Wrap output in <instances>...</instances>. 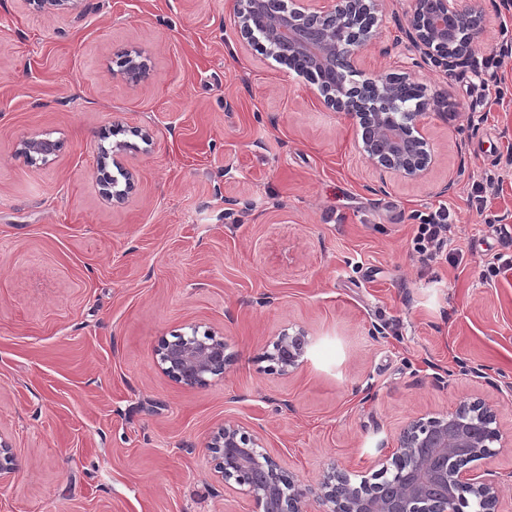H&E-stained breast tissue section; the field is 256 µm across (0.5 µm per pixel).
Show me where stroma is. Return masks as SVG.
I'll use <instances>...</instances> for the list:
<instances>
[{"mask_svg": "<svg viewBox=\"0 0 512 512\" xmlns=\"http://www.w3.org/2000/svg\"><path fill=\"white\" fill-rule=\"evenodd\" d=\"M471 3L481 58L512 41V11ZM410 9L381 0L356 82L403 73ZM124 51L148 80L120 77ZM412 79L448 101L418 118L417 179L375 168L316 85L242 40L233 0H0V440L17 462L0 512H251L206 450L228 420L307 485L374 479L412 417L460 397L512 433V268L488 274L512 226V96L485 110L474 74ZM30 138L61 147L32 164ZM119 141L136 190L117 204L97 165ZM442 204L426 257L417 227ZM195 330L234 360L188 388L156 350ZM300 331L305 364L272 370L267 347ZM449 219L450 211L447 206L443 205L435 211L428 222L419 224L416 238L420 253L423 255L432 254L434 250L439 248L442 240L441 235L450 226Z\"/></svg>", "mask_w": 512, "mask_h": 512, "instance_id": "35a3bbf8", "label": "stroma"}]
</instances>
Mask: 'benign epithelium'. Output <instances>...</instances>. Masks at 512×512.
<instances>
[{
	"label": "benign epithelium",
	"instance_id": "1",
	"mask_svg": "<svg viewBox=\"0 0 512 512\" xmlns=\"http://www.w3.org/2000/svg\"><path fill=\"white\" fill-rule=\"evenodd\" d=\"M44 13L63 6L76 8L83 0H25ZM277 0H234L236 24L250 41L259 30L273 44L288 42L291 53L304 55L323 79L321 95L326 106L362 130L364 151L375 165L405 178H418L432 163L424 139L415 134L417 112L402 123L393 121L391 107L409 82V75L385 74L361 88H348L339 75L356 68L357 49L377 39L373 30L379 0H296L295 7L274 11ZM466 32L455 51L444 46L452 28ZM485 30L482 15L465 0H412L405 35L412 51L409 68L463 74L474 70V46ZM123 79L135 86L150 76L147 60L126 57ZM17 152L54 154L57 148L45 139L25 140ZM103 195L123 202L133 188L128 176L125 188L112 190L101 182ZM307 341L299 332L284 333L273 343L266 358L288 375L305 362ZM163 371L186 387L202 386L208 377L224 373L229 362L224 337L192 333L177 340H164L157 349ZM494 412L480 402L461 400L448 412L411 420L396 438L391 460L393 486L367 479L354 482L344 472L333 470L317 488L302 484L267 453L261 440L244 427L228 422L214 432L206 448L216 461L224 482H234L252 498L254 512H304L307 495L314 494L326 506L324 512H462L459 492L470 491L481 501L484 512L497 510L501 486L478 475L467 465L493 454L490 445L501 443ZM16 472L15 455L0 442V482Z\"/></svg>",
	"mask_w": 512,
	"mask_h": 512
}]
</instances>
